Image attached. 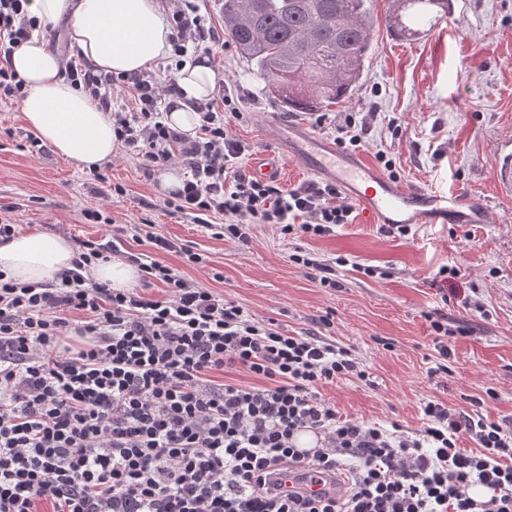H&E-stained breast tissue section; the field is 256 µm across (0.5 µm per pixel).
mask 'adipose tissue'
<instances>
[{
	"mask_svg": "<svg viewBox=\"0 0 512 512\" xmlns=\"http://www.w3.org/2000/svg\"><path fill=\"white\" fill-rule=\"evenodd\" d=\"M29 9L43 23L66 20L72 56L97 75L151 71L171 52V30L159 0H31ZM12 66L25 81L26 125L58 156L86 169L112 158L117 141L109 114L67 82L62 56L42 35L32 34L13 53ZM218 80L206 62L185 64L177 75L180 92L169 99V125L195 135L198 118L189 103L208 98ZM73 258L71 242L60 236L33 231L0 242V270L20 283L54 282Z\"/></svg>",
	"mask_w": 512,
	"mask_h": 512,
	"instance_id": "ef3b65f1",
	"label": "adipose tissue"
}]
</instances>
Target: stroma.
Returning a JSON list of instances; mask_svg holds the SVG:
<instances>
[{
    "instance_id": "obj_1",
    "label": "stroma",
    "mask_w": 512,
    "mask_h": 512,
    "mask_svg": "<svg viewBox=\"0 0 512 512\" xmlns=\"http://www.w3.org/2000/svg\"><path fill=\"white\" fill-rule=\"evenodd\" d=\"M366 6L373 51L355 94L327 110L283 111L232 42L209 50L208 65L239 99L240 116L226 121L250 148L242 165L269 150L270 118L307 123L331 140L350 118L366 127L362 153L368 160L386 154L397 181L412 186L480 195L488 223L420 224L407 236L388 237L378 225L355 221L324 238H286L263 224L242 244L162 208L165 170L145 171L122 149L108 175L125 192L112 195L105 210L116 224L147 218L159 233L193 246L205 265L174 254L164 260L201 286L290 333L319 331L348 348L370 380L318 386L319 398L339 416L415 431L425 425V402L469 413L476 398L488 419L512 416V196L498 190L494 176L498 147L512 139V0H455L453 15L433 23L412 15L421 35L411 40L388 28L394 0H366ZM28 132L19 104L0 107V214L16 219L23 233L113 238L110 227L82 216L93 203L84 169L52 152L32 157L23 147ZM147 200L154 209L144 208ZM298 252L345 258L336 269L339 288L321 286L292 262ZM444 266L455 275L439 277ZM439 309L449 327L469 334L450 341L449 374L432 376L434 333L427 315ZM324 316L332 321L326 329L319 324Z\"/></svg>"
}]
</instances>
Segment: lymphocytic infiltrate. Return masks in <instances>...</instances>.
I'll return each mask as SVG.
<instances>
[{"instance_id": "1", "label": "lymphocytic infiltrate", "mask_w": 512, "mask_h": 512, "mask_svg": "<svg viewBox=\"0 0 512 512\" xmlns=\"http://www.w3.org/2000/svg\"><path fill=\"white\" fill-rule=\"evenodd\" d=\"M29 4L0 0V103L20 97L11 57L41 27ZM171 28L179 58L224 41L194 0H179ZM65 74L110 113L116 139L146 170L184 168L164 201L170 213L204 225L221 218L219 236L242 243L254 224L325 237L349 223L335 184L286 192L241 166L247 146L224 122L239 112L229 89L194 103L190 138L161 109L175 81L125 76L130 102L116 106L90 65L69 63ZM132 232L151 249L127 256L143 274L139 289L93 281L92 266L117 251L110 240L79 241L53 283L0 271V512H40L43 502L53 512H512L511 417L431 400L419 431L341 418L315 387L367 380L349 350L255 318L159 261L203 257L150 221ZM229 370L253 384L216 382ZM303 430L321 436L306 454L294 442ZM463 434L473 449L460 447ZM306 469L350 478L337 494L287 486ZM475 486L483 498L471 496Z\"/></svg>"}]
</instances>
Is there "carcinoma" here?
<instances>
[{
	"label": "carcinoma",
	"instance_id": "1",
	"mask_svg": "<svg viewBox=\"0 0 512 512\" xmlns=\"http://www.w3.org/2000/svg\"><path fill=\"white\" fill-rule=\"evenodd\" d=\"M224 32L288 112L351 97L372 49L366 0H224Z\"/></svg>",
	"mask_w": 512,
	"mask_h": 512
}]
</instances>
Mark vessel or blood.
Instances as JSON below:
<instances>
[{
	"label": "vessel or blood",
	"instance_id": "b4317fda",
	"mask_svg": "<svg viewBox=\"0 0 512 512\" xmlns=\"http://www.w3.org/2000/svg\"><path fill=\"white\" fill-rule=\"evenodd\" d=\"M266 136L286 150L270 152L252 164L261 180L279 178L284 159H292L314 178L340 186L346 202L365 224H484L488 211L473 194H450L441 189L411 187L381 173L365 156L342 151L307 125L288 127L271 122ZM496 181L502 193L512 195V144L500 147Z\"/></svg>",
	"mask_w": 512,
	"mask_h": 512
}]
</instances>
